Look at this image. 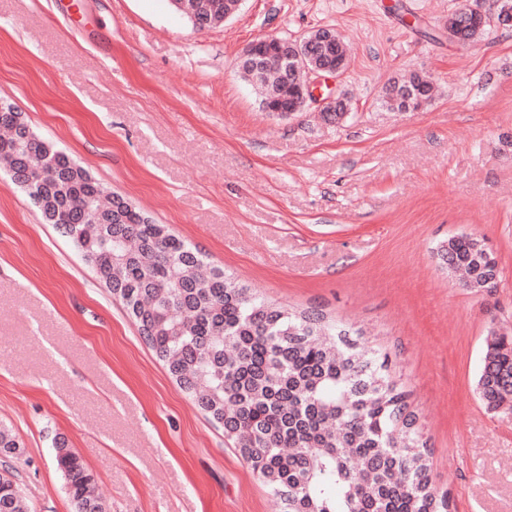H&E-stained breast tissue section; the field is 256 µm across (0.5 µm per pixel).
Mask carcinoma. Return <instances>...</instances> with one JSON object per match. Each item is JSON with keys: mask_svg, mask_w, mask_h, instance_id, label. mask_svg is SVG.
Wrapping results in <instances>:
<instances>
[{"mask_svg": "<svg viewBox=\"0 0 512 512\" xmlns=\"http://www.w3.org/2000/svg\"><path fill=\"white\" fill-rule=\"evenodd\" d=\"M176 10L193 26L213 27L224 0H184ZM454 34L473 41L490 25L462 10ZM346 54L337 37L318 42L324 61ZM271 59L241 71L260 106L293 100ZM409 80L391 82L382 103ZM0 165L32 181L42 216L54 225L126 308L143 341L167 362L179 387L224 429L252 471L280 498L283 512H450L434 488L430 451L410 393L392 375L389 354L361 346L363 333L320 307L285 309L204 260L165 224L128 211L112 218V199L81 179L68 154L0 119ZM440 267L464 271L463 286L490 293L498 261L480 237L460 232L437 247ZM485 410L512 414V335L490 322L475 383ZM55 462L73 512H107L92 494L93 476L63 442ZM0 512H25L9 469L0 473Z\"/></svg>", "mask_w": 512, "mask_h": 512, "instance_id": "carcinoma-1", "label": "carcinoma"}]
</instances>
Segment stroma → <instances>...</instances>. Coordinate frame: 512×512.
I'll return each instance as SVG.
<instances>
[{
    "mask_svg": "<svg viewBox=\"0 0 512 512\" xmlns=\"http://www.w3.org/2000/svg\"><path fill=\"white\" fill-rule=\"evenodd\" d=\"M488 0H243L196 29L168 0H0V101L209 266L286 308L320 306L390 353L451 512H512V415L474 392L485 329L512 331V28L450 41ZM334 29L348 112L262 111L238 60L262 36ZM439 92L379 101L401 75ZM483 237L475 294L436 246ZM0 427L28 512H72L64 439L109 512H283L176 384L70 241L0 168Z\"/></svg>",
    "mask_w": 512,
    "mask_h": 512,
    "instance_id": "1",
    "label": "stroma"
}]
</instances>
